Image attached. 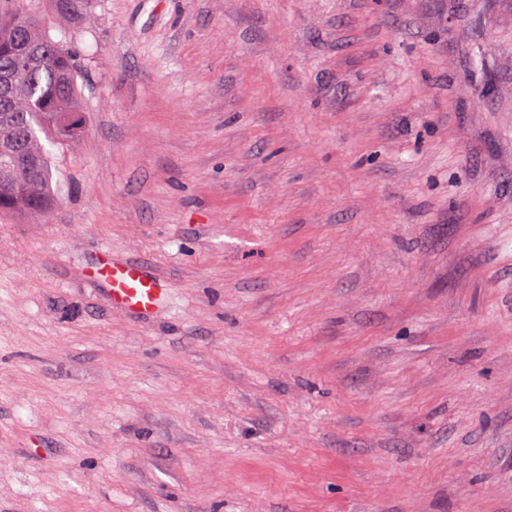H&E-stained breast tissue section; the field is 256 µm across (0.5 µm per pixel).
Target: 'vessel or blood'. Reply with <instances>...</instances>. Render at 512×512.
Wrapping results in <instances>:
<instances>
[{"mask_svg":"<svg viewBox=\"0 0 512 512\" xmlns=\"http://www.w3.org/2000/svg\"><path fill=\"white\" fill-rule=\"evenodd\" d=\"M92 274L108 285L112 304L119 310L152 313L166 301L161 282L137 262L106 257L93 267Z\"/></svg>","mask_w":512,"mask_h":512,"instance_id":"b4317fda","label":"vessel or blood"}]
</instances>
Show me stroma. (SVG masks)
I'll return each instance as SVG.
<instances>
[{
  "label": "stroma",
  "mask_w": 512,
  "mask_h": 512,
  "mask_svg": "<svg viewBox=\"0 0 512 512\" xmlns=\"http://www.w3.org/2000/svg\"><path fill=\"white\" fill-rule=\"evenodd\" d=\"M24 6L86 125L0 214V512H512V0ZM91 272L109 286L112 306L119 310L152 313L166 301V288L137 262L104 257Z\"/></svg>",
  "instance_id": "35a3bbf8"
}]
</instances>
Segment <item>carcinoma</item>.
Wrapping results in <instances>:
<instances>
[{"label":"carcinoma","instance_id":"cac0c4a2","mask_svg":"<svg viewBox=\"0 0 512 512\" xmlns=\"http://www.w3.org/2000/svg\"><path fill=\"white\" fill-rule=\"evenodd\" d=\"M59 12L89 24V0H56ZM0 69L15 73L0 97V212L43 213L53 198L48 146L75 138L85 123L72 52L26 12L0 15Z\"/></svg>","mask_w":512,"mask_h":512}]
</instances>
